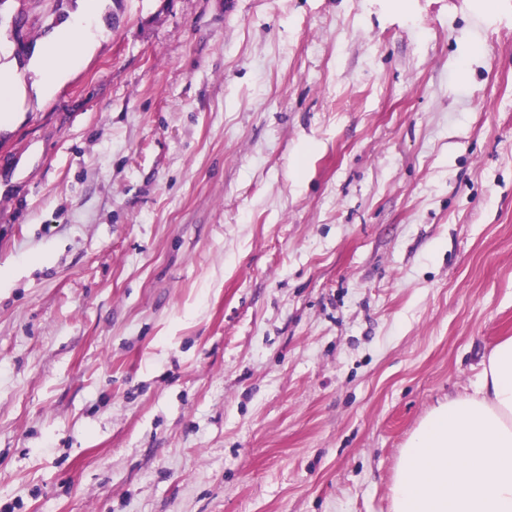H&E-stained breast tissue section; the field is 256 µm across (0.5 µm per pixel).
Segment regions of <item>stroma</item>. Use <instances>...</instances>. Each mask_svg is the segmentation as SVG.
I'll list each match as a JSON object with an SVG mask.
<instances>
[{
	"label": "stroma",
	"instance_id": "1",
	"mask_svg": "<svg viewBox=\"0 0 512 512\" xmlns=\"http://www.w3.org/2000/svg\"><path fill=\"white\" fill-rule=\"evenodd\" d=\"M77 8L0 0V512H389L512 337V0H115L41 93ZM106 1L82 0L81 9L45 38V52L30 62V70L41 75L42 93H51L65 81L82 56L95 47L99 33L106 29Z\"/></svg>",
	"mask_w": 512,
	"mask_h": 512
}]
</instances>
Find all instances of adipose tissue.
<instances>
[{"mask_svg": "<svg viewBox=\"0 0 512 512\" xmlns=\"http://www.w3.org/2000/svg\"><path fill=\"white\" fill-rule=\"evenodd\" d=\"M106 0L78 12L45 38L30 69L51 93L106 27ZM391 512H512V337L483 363L471 392L440 404L402 448L390 487Z\"/></svg>", "mask_w": 512, "mask_h": 512, "instance_id": "ef3b65f1", "label": "adipose tissue"}]
</instances>
